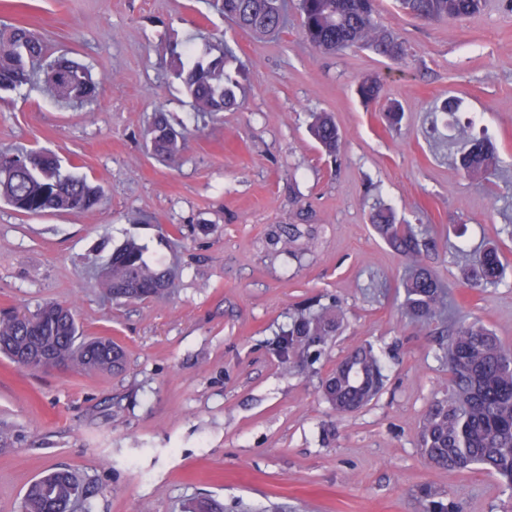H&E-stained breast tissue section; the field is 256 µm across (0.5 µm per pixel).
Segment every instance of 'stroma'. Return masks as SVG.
Instances as JSON below:
<instances>
[{
  "instance_id": "1",
  "label": "stroma",
  "mask_w": 512,
  "mask_h": 512,
  "mask_svg": "<svg viewBox=\"0 0 512 512\" xmlns=\"http://www.w3.org/2000/svg\"><path fill=\"white\" fill-rule=\"evenodd\" d=\"M378 22L404 41L391 61L367 49L316 52L297 11L276 36L240 30L214 0H0V26L70 50L102 86L71 108L45 84L0 92V152L47 149L103 190L88 212L27 215L0 202V309L75 306L90 336L127 350L121 372L34 373L0 356V512H20L44 471L88 483L91 512H183L198 497L224 512H512V492L480 470L428 465L419 430L448 397L447 321L400 307L405 259L376 232V205L431 227L422 261L449 285L456 316L479 317L512 350V274L470 289L459 240L497 241L512 263V11L487 0L463 20L425 21L378 0ZM233 47L242 109L197 114L172 48ZM380 80L378 99L357 93ZM461 101L501 163L461 169L460 141L439 113ZM400 106L403 119L385 114ZM165 113L182 134L176 164L156 160L147 129ZM329 113L342 134L329 158L309 133ZM301 235L289 242L288 227ZM135 238L150 262L176 265L160 300L104 299L97 269ZM338 303L328 344L282 361L273 346L300 309ZM386 367L382 392L336 413L319 385L354 346Z\"/></svg>"
}]
</instances>
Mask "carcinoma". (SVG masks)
Segmentation results:
<instances>
[{
    "instance_id": "cac0c4a2",
    "label": "carcinoma",
    "mask_w": 512,
    "mask_h": 512,
    "mask_svg": "<svg viewBox=\"0 0 512 512\" xmlns=\"http://www.w3.org/2000/svg\"><path fill=\"white\" fill-rule=\"evenodd\" d=\"M405 12L424 20L462 19L480 13L485 0H399ZM288 0H222L224 18L243 31L271 34L286 27ZM306 41L322 53L365 48L392 60L404 57L402 41L376 21V0H297ZM176 75L199 112H225L243 104L234 49L226 46L215 58L171 52ZM47 56L43 40L23 27L0 30V91L16 90L32 83L33 67ZM45 82L67 103L81 105L94 98L97 82L91 72L61 51L51 57ZM441 111L452 118L451 128L461 141L462 169L494 171L500 163L488 137L477 136L456 118L459 104L448 98ZM313 138L330 155L341 148L342 137L327 114H318L310 126ZM155 155L173 159L180 151L181 133L165 116L156 114L151 128ZM0 200L19 212L46 213L90 211L98 207L101 191L85 176L62 172L56 155L44 150H19L0 155ZM371 222L382 238L402 255L408 267L400 282L403 313L420 321H432L448 313V291L421 256L430 243V229L396 223L393 212L378 206ZM464 280L472 288H496L506 277L507 265L498 247L490 242L473 251L463 267ZM99 283L106 298L133 302L170 295L175 279L166 266L151 264L143 248L128 240L113 249ZM343 324L336 305L302 313L279 335V348L288 358L311 346L331 341ZM35 344L49 347L69 368L99 374L117 373L125 367L126 354L106 338L85 336L74 308L46 302L32 313L0 315V355L29 371L25 351ZM440 359L448 363L451 392L448 400L434 405L425 415L420 433L423 456L430 465L457 472L481 469L512 491V351L479 320L454 322ZM386 380L381 358L370 346L349 351L322 381V396L336 412L348 414L367 405L383 389ZM83 477L70 469L53 470L29 484L21 512H75L89 498ZM185 512H223L210 498L189 502Z\"/></svg>"
}]
</instances>
